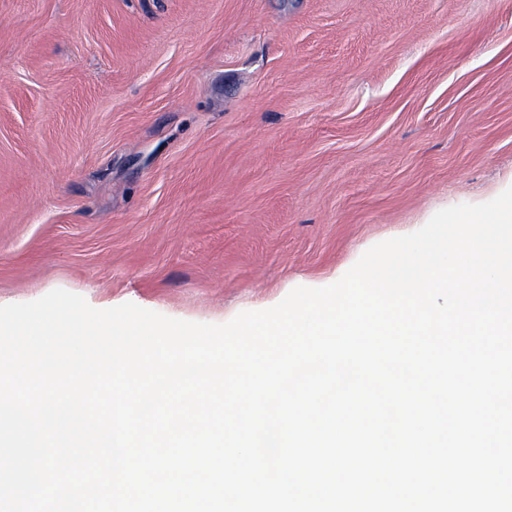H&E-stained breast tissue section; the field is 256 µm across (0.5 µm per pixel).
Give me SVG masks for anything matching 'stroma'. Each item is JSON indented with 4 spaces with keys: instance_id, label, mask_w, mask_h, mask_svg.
<instances>
[{
    "instance_id": "1",
    "label": "stroma",
    "mask_w": 512,
    "mask_h": 512,
    "mask_svg": "<svg viewBox=\"0 0 512 512\" xmlns=\"http://www.w3.org/2000/svg\"><path fill=\"white\" fill-rule=\"evenodd\" d=\"M512 179V0H0V305L223 324Z\"/></svg>"
}]
</instances>
